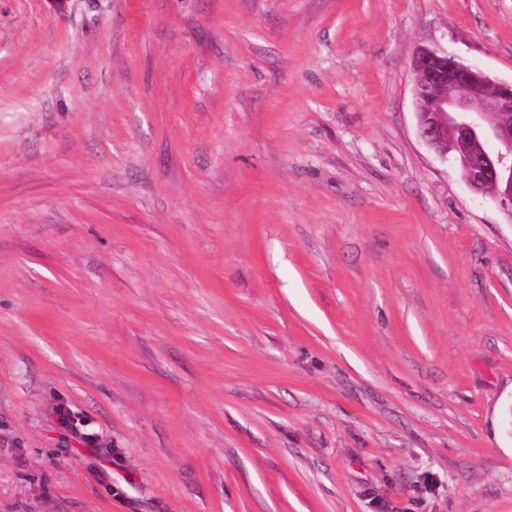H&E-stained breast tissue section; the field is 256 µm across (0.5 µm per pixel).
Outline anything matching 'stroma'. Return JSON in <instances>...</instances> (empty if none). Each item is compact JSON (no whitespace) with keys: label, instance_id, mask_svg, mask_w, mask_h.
I'll list each match as a JSON object with an SVG mask.
<instances>
[{"label":"stroma","instance_id":"1","mask_svg":"<svg viewBox=\"0 0 512 512\" xmlns=\"http://www.w3.org/2000/svg\"><path fill=\"white\" fill-rule=\"evenodd\" d=\"M420 44L511 80L512 0H0V512H512V222Z\"/></svg>","mask_w":512,"mask_h":512}]
</instances>
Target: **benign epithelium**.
Segmentation results:
<instances>
[{"instance_id": "1", "label": "benign epithelium", "mask_w": 512, "mask_h": 512, "mask_svg": "<svg viewBox=\"0 0 512 512\" xmlns=\"http://www.w3.org/2000/svg\"><path fill=\"white\" fill-rule=\"evenodd\" d=\"M410 67L421 139L439 156L453 155L466 186L512 219V81L427 45L413 50ZM476 82L489 89L479 101L469 94Z\"/></svg>"}]
</instances>
